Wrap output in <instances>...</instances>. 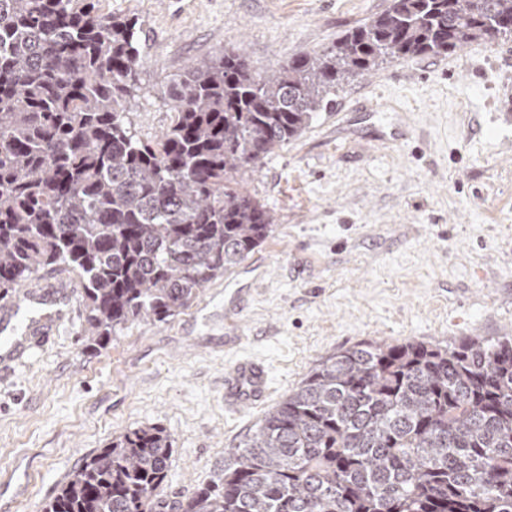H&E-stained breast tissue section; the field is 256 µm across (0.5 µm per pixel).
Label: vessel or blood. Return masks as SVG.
<instances>
[{"mask_svg":"<svg viewBox=\"0 0 512 512\" xmlns=\"http://www.w3.org/2000/svg\"><path fill=\"white\" fill-rule=\"evenodd\" d=\"M72 288L65 283L29 286L0 304V373L23 364L36 349L47 344L54 327L71 311ZM270 393L267 367L240 360L224 374V408L238 412L264 403Z\"/></svg>","mask_w":512,"mask_h":512,"instance_id":"vessel-or-blood-1","label":"vessel or blood"}]
</instances>
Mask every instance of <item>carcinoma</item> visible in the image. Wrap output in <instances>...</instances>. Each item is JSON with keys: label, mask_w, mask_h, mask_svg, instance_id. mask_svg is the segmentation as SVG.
<instances>
[{"label": "carcinoma", "mask_w": 512, "mask_h": 512, "mask_svg": "<svg viewBox=\"0 0 512 512\" xmlns=\"http://www.w3.org/2000/svg\"><path fill=\"white\" fill-rule=\"evenodd\" d=\"M512 36V0H391L332 46L255 76L239 52L166 84L169 128L127 127L136 23L95 0H0V300L40 272L83 282L88 336L180 314L245 261L272 217L243 188L358 73ZM168 434L86 459L45 512H159ZM184 512H512V337L374 342L266 413Z\"/></svg>", "instance_id": "carcinoma-1"}]
</instances>
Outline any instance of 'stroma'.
<instances>
[{
  "mask_svg": "<svg viewBox=\"0 0 512 512\" xmlns=\"http://www.w3.org/2000/svg\"><path fill=\"white\" fill-rule=\"evenodd\" d=\"M98 0L137 23L143 66L127 123L170 125L163 86L188 62L243 51L265 76L318 52L391 0ZM242 185L273 217L266 240L178 316L85 343L81 296L49 344L0 376V512H43L68 477L128 430L174 448L170 512L224 469L336 353L372 342L452 346L512 336V37L386 61L339 89ZM265 362L267 404L224 409V371Z\"/></svg>",
  "mask_w": 512,
  "mask_h": 512,
  "instance_id": "35a3bbf8",
  "label": "stroma"
}]
</instances>
